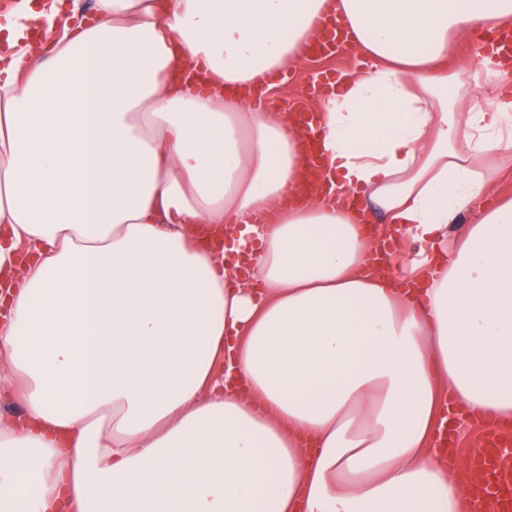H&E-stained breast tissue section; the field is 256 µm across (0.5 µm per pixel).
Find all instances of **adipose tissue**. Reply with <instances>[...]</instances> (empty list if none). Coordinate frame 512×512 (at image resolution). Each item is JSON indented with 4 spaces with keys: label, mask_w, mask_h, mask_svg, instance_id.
<instances>
[{
    "label": "adipose tissue",
    "mask_w": 512,
    "mask_h": 512,
    "mask_svg": "<svg viewBox=\"0 0 512 512\" xmlns=\"http://www.w3.org/2000/svg\"><path fill=\"white\" fill-rule=\"evenodd\" d=\"M94 11L0 18V512H468L437 434L512 428V87L469 105L448 50L512 0ZM331 16L364 63L305 195L294 116L237 90Z\"/></svg>",
    "instance_id": "ef3b65f1"
}]
</instances>
